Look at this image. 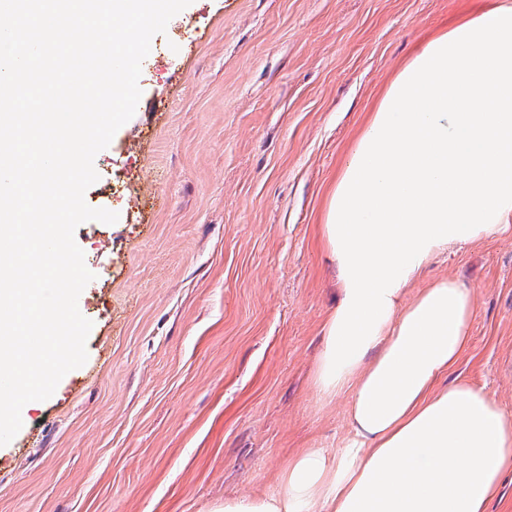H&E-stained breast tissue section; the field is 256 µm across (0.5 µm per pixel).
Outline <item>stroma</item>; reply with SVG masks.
<instances>
[{
    "instance_id": "stroma-1",
    "label": "stroma",
    "mask_w": 512,
    "mask_h": 512,
    "mask_svg": "<svg viewBox=\"0 0 512 512\" xmlns=\"http://www.w3.org/2000/svg\"><path fill=\"white\" fill-rule=\"evenodd\" d=\"M463 0H192L94 160L134 188L75 240L95 278L86 363L0 447V512H211L340 449L309 384L335 303L319 226L392 76ZM138 158L127 166L128 154ZM473 289L457 371L512 413V234L434 257Z\"/></svg>"
}]
</instances>
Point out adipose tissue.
<instances>
[{"instance_id":"ef3b65f1","label":"adipose tissue","mask_w":512,"mask_h":512,"mask_svg":"<svg viewBox=\"0 0 512 512\" xmlns=\"http://www.w3.org/2000/svg\"><path fill=\"white\" fill-rule=\"evenodd\" d=\"M512 232V0H468L369 113L319 226L336 271L312 386L347 397L343 447L292 451L270 493L212 512H489L512 415L454 369L472 289L438 253ZM447 385H440V378Z\"/></svg>"}]
</instances>
